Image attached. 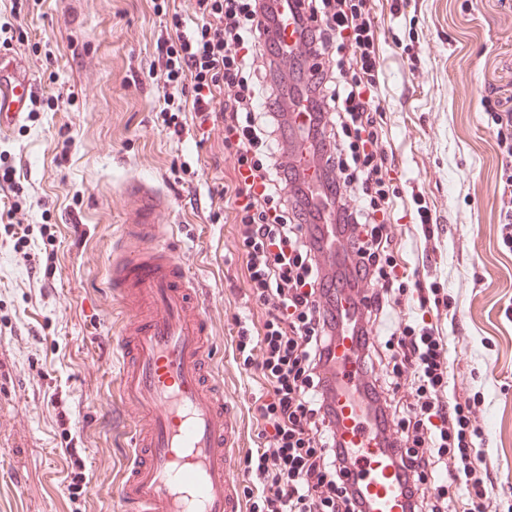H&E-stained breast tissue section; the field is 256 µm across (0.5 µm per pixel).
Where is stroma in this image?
<instances>
[{"label": "stroma", "mask_w": 512, "mask_h": 512, "mask_svg": "<svg viewBox=\"0 0 512 512\" xmlns=\"http://www.w3.org/2000/svg\"><path fill=\"white\" fill-rule=\"evenodd\" d=\"M16 38L38 84L32 116L0 136V169L23 188L0 198V413L30 429L25 445L0 432V512H113L110 480L125 464L96 394L111 380L88 375L96 339L117 321L92 313L120 233L119 196L129 170L163 189L174 235L212 306L214 356L224 398L240 416L233 484L247 497L245 459L261 446L254 400L256 357L237 348L239 320L260 332L265 310L251 296L234 214L212 189L238 179L233 146L219 131L187 123L170 134L165 85L149 68L166 12L189 15L190 0H15ZM68 9L70 28L53 24ZM377 27L378 122L387 139L395 194L392 248L408 287H435L449 305L448 390L483 402L480 450L492 463L495 512H512V250L500 234L501 145L483 100L512 107V0H372ZM99 94L86 102L83 77ZM111 145L104 153L102 145ZM434 231L425 237L417 209ZM53 256L54 273H31ZM20 471L16 485L11 471Z\"/></svg>", "instance_id": "1"}]
</instances>
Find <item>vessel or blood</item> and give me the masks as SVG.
I'll use <instances>...</instances> for the list:
<instances>
[{
  "mask_svg": "<svg viewBox=\"0 0 512 512\" xmlns=\"http://www.w3.org/2000/svg\"><path fill=\"white\" fill-rule=\"evenodd\" d=\"M303 32L289 29L287 41L266 40L265 54L303 51ZM38 87L25 60L0 50V133L28 119ZM292 145L285 162L298 184L309 180L303 157L308 143L295 124L284 130ZM123 234L110 259L98 314H119L109 342L121 358L113 373L111 355L92 358L91 375H117L118 400L99 407L103 420L120 416L127 438L126 464L112 482L122 512H241L228 484L239 448L237 410L224 400L213 361L210 302L196 288L188 261L166 238L171 204L139 175H128L117 203ZM320 241L316 299L333 309L336 332L321 374L330 405L336 451L344 455L343 482L361 512H409L412 475L395 464L398 445L375 401L370 377L360 366L364 345L373 343L363 315L370 289H350L357 276L344 225L319 218L307 225Z\"/></svg>",
  "mask_w": 512,
  "mask_h": 512,
  "instance_id": "vessel-or-blood-1",
  "label": "vessel or blood"
}]
</instances>
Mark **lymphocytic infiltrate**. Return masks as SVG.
Listing matches in <instances>:
<instances>
[{"label":"lymphocytic infiltrate","instance_id":"lymphocytic-infiltrate-1","mask_svg":"<svg viewBox=\"0 0 512 512\" xmlns=\"http://www.w3.org/2000/svg\"><path fill=\"white\" fill-rule=\"evenodd\" d=\"M309 20L304 35L319 63L305 93L318 104L308 113L315 157L327 160L338 223L348 225L356 264L374 287L365 321L386 332L383 347L369 346L363 366L398 434L402 466L416 480L411 512H443L461 502L488 512L487 467L475 450L478 400L448 398L447 339L437 325L401 323L386 331L394 305L406 293L395 273L392 227L379 218L386 190L385 140L377 122L378 73L369 0H301ZM263 0H191V15H173L170 36L158 41L153 70L168 87L191 84V110L201 122L220 117L224 140L236 144L235 221L247 253L253 298L267 310L264 332L240 323L239 350L260 351L266 394L255 400L264 422L262 448L248 454L246 474L262 512H357L337 464L332 422L323 400L320 368L333 326L314 295L319 262L304 233L308 212L288 191L282 162L284 127L276 108L260 100L279 92L271 61L256 65L254 26ZM348 49L334 61L333 47ZM392 367H383L380 350ZM411 381L415 402L396 395Z\"/></svg>","mask_w":512,"mask_h":512}]
</instances>
